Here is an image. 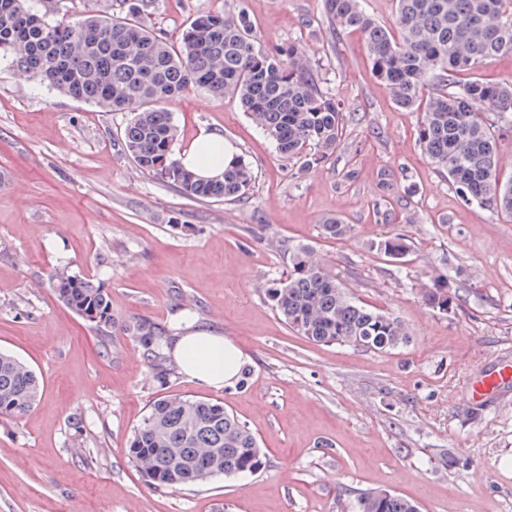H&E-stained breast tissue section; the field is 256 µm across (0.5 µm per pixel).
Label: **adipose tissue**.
<instances>
[{"instance_id":"1","label":"adipose tissue","mask_w":512,"mask_h":512,"mask_svg":"<svg viewBox=\"0 0 512 512\" xmlns=\"http://www.w3.org/2000/svg\"><path fill=\"white\" fill-rule=\"evenodd\" d=\"M235 155L234 146L223 136L203 128L180 151L178 159L192 173L213 178L223 173L225 164ZM171 352L184 375L211 389L232 385L246 362L242 351L230 339L197 330L174 337Z\"/></svg>"}]
</instances>
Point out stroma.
<instances>
[{"instance_id": "35a3bbf8", "label": "stroma", "mask_w": 512, "mask_h": 512, "mask_svg": "<svg viewBox=\"0 0 512 512\" xmlns=\"http://www.w3.org/2000/svg\"><path fill=\"white\" fill-rule=\"evenodd\" d=\"M229 4L263 45L301 44L347 112L335 155L303 172L237 99L192 90L169 104L176 149L205 127L253 167L240 202L193 200L142 174L118 145L126 113L0 68V350L43 385L36 408L0 422V512H355L372 489L420 512H512V469L501 466L512 457V392L469 398L490 366L512 359V221L458 199L418 147V113L374 79L361 35L330 28L323 0H155L150 24L174 41L198 13ZM329 217L350 234L325 238ZM396 233L412 249L393 262L375 245ZM288 243L400 320L410 343L363 351L297 335L265 296L288 271ZM61 267L108 289L111 328L58 301ZM438 273L456 293L445 311L420 296ZM138 320L224 336L247 363L220 390L178 369L159 383L127 330ZM167 394L223 402L257 436L265 469L146 485L126 445Z\"/></svg>"}]
</instances>
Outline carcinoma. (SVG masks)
<instances>
[{
	"mask_svg": "<svg viewBox=\"0 0 512 512\" xmlns=\"http://www.w3.org/2000/svg\"><path fill=\"white\" fill-rule=\"evenodd\" d=\"M396 29L380 24L361 0H324L326 16L340 30L364 37L374 77L395 104L420 115L417 143L447 177L457 197L496 216L512 218V178H501L500 142L512 136L498 118L512 114V80L468 78L484 60L512 53V0H396ZM154 0H128L127 14H84L51 20L33 0H0V62L78 101L109 112H128L121 147L143 173L187 198L241 201L255 181L241 156L217 179H203L176 159L177 129L166 105L199 89L232 96L286 158L310 170L336 152L344 114L303 64L299 44L266 49L242 10L202 12L173 43L145 25ZM350 231L337 218L322 224L328 239ZM376 249L402 259L411 249L395 234ZM58 300L106 328L112 305L100 284L63 268L55 274ZM424 302L448 310L456 299L448 276H433L421 289ZM266 296L290 329L321 344L386 351L410 342L397 319L358 303L305 246L288 247V274L271 282ZM158 382L170 375L161 353L167 331L140 320L130 326ZM36 372L0 352V419L19 420L41 401ZM129 460L152 488L196 485L266 467L254 433L221 402L168 395L154 400L127 445ZM357 512H419L411 500L387 490L361 494Z\"/></svg>",
	"mask_w": 512,
	"mask_h": 512,
	"instance_id": "carcinoma-1",
	"label": "carcinoma"
}]
</instances>
